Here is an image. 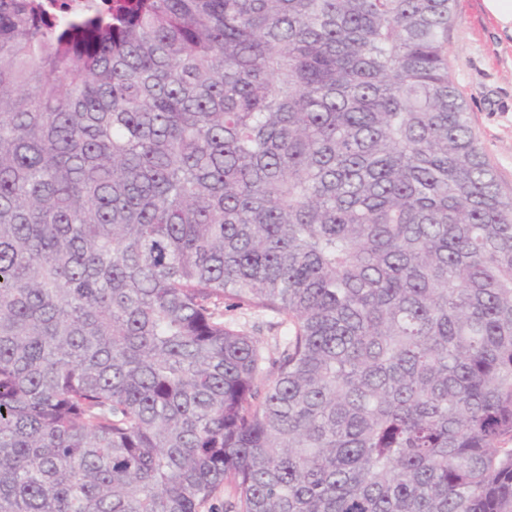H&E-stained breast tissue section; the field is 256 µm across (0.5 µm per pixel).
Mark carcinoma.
I'll use <instances>...</instances> for the list:
<instances>
[{
    "instance_id": "cac0c4a2",
    "label": "carcinoma",
    "mask_w": 512,
    "mask_h": 512,
    "mask_svg": "<svg viewBox=\"0 0 512 512\" xmlns=\"http://www.w3.org/2000/svg\"><path fill=\"white\" fill-rule=\"evenodd\" d=\"M451 0H0V512H512V197ZM277 313L266 357L224 305Z\"/></svg>"
}]
</instances>
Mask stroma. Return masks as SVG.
<instances>
[{"mask_svg": "<svg viewBox=\"0 0 512 512\" xmlns=\"http://www.w3.org/2000/svg\"><path fill=\"white\" fill-rule=\"evenodd\" d=\"M448 30L451 78L469 112L471 126L504 193H512V36L501 31L482 0H455ZM225 321L258 341L265 355L277 357L286 334L269 311L228 308Z\"/></svg>", "mask_w": 512, "mask_h": 512, "instance_id": "obj_1", "label": "stroma"}]
</instances>
